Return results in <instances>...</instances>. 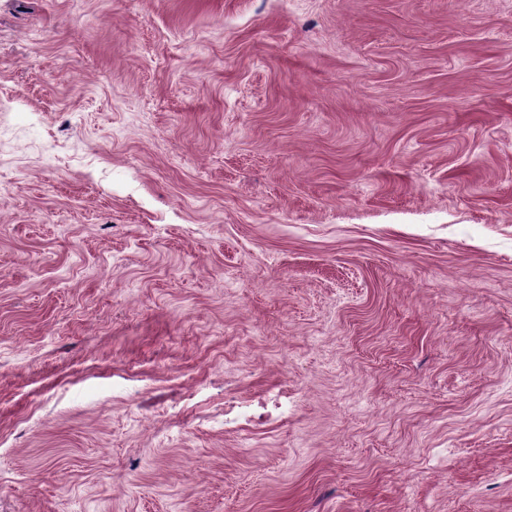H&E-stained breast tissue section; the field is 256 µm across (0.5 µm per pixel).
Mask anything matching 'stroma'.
Masks as SVG:
<instances>
[{
  "mask_svg": "<svg viewBox=\"0 0 512 512\" xmlns=\"http://www.w3.org/2000/svg\"><path fill=\"white\" fill-rule=\"evenodd\" d=\"M0 512H512V0H0Z\"/></svg>",
  "mask_w": 512,
  "mask_h": 512,
  "instance_id": "35a3bbf8",
  "label": "stroma"
}]
</instances>
